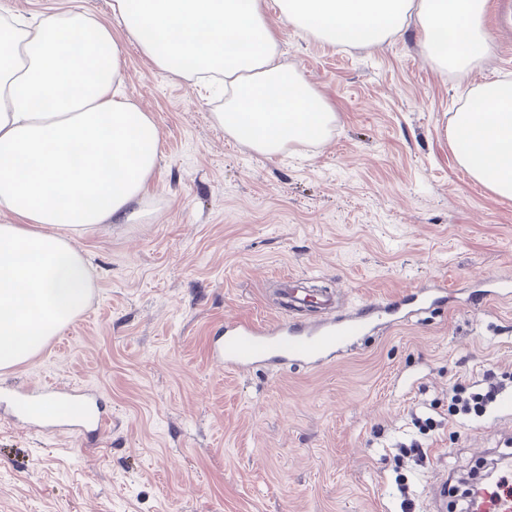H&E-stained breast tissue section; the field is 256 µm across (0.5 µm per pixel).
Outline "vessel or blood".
<instances>
[{
	"label": "vessel or blood",
	"instance_id": "1",
	"mask_svg": "<svg viewBox=\"0 0 512 512\" xmlns=\"http://www.w3.org/2000/svg\"><path fill=\"white\" fill-rule=\"evenodd\" d=\"M447 297V286L440 281L430 288L414 287L398 301L368 303L354 313L317 323L233 320L225 324L222 340L211 345L209 357L217 366L239 370L292 361L316 367L333 358L349 341L383 316L408 315L444 302ZM49 395L86 405L92 392L69 383L31 385L14 392L10 405L23 417L31 404ZM476 512H512V461L500 469L493 485L484 490Z\"/></svg>",
	"mask_w": 512,
	"mask_h": 512
}]
</instances>
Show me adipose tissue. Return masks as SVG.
Wrapping results in <instances>:
<instances>
[{
	"label": "adipose tissue",
	"mask_w": 512,
	"mask_h": 512,
	"mask_svg": "<svg viewBox=\"0 0 512 512\" xmlns=\"http://www.w3.org/2000/svg\"><path fill=\"white\" fill-rule=\"evenodd\" d=\"M283 22L340 47L414 30L442 71L485 58L487 0H277ZM264 0H112L113 26L71 12L0 11V369L31 359L85 309L94 271L77 237L136 220L159 159V129L120 92L113 27L176 75L219 74L216 121L251 150L326 135L336 114L278 55ZM460 167L512 198V79L484 83L450 123Z\"/></svg>",
	"instance_id": "ef3b65f1"
}]
</instances>
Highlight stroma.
<instances>
[{
	"label": "stroma",
	"mask_w": 512,
	"mask_h": 512,
	"mask_svg": "<svg viewBox=\"0 0 512 512\" xmlns=\"http://www.w3.org/2000/svg\"><path fill=\"white\" fill-rule=\"evenodd\" d=\"M111 0H0L28 17ZM281 60L336 114L328 136L259 154L214 117L202 79L157 68L126 41L122 93L160 130L144 216L78 238L94 270L85 310L0 390L86 384L112 417L97 436L31 430L0 414V512H459L470 481L512 443V302H476L512 280V199L459 167L446 127L468 91L512 78V39L461 73L439 70L411 33L341 49L283 24ZM336 294L344 313L447 281L455 302L383 319L319 368L223 370L209 347L225 321L317 322L280 306L284 275ZM494 371L505 388L480 417L448 420V389ZM433 417L420 434L413 417ZM431 456L396 471L399 443ZM451 479L449 495L437 488Z\"/></svg>",
	"instance_id": "1"
}]
</instances>
